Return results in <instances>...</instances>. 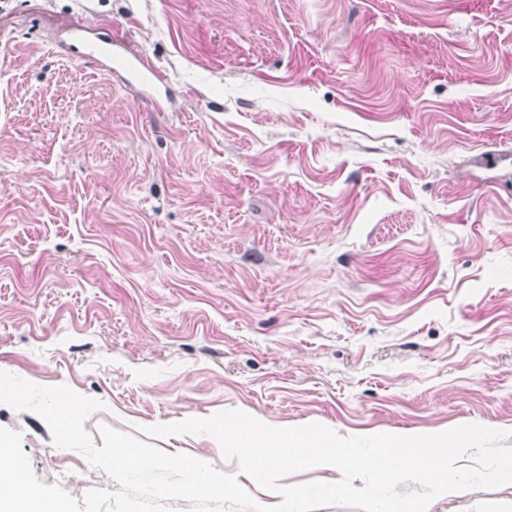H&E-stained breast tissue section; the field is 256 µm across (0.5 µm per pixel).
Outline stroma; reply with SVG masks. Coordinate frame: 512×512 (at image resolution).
Masks as SVG:
<instances>
[{
	"instance_id": "1",
	"label": "stroma",
	"mask_w": 512,
	"mask_h": 512,
	"mask_svg": "<svg viewBox=\"0 0 512 512\" xmlns=\"http://www.w3.org/2000/svg\"><path fill=\"white\" fill-rule=\"evenodd\" d=\"M0 371L102 401L98 446L238 409L512 447V0H0ZM0 427L117 490L35 412ZM156 445L281 501L212 437Z\"/></svg>"
}]
</instances>
